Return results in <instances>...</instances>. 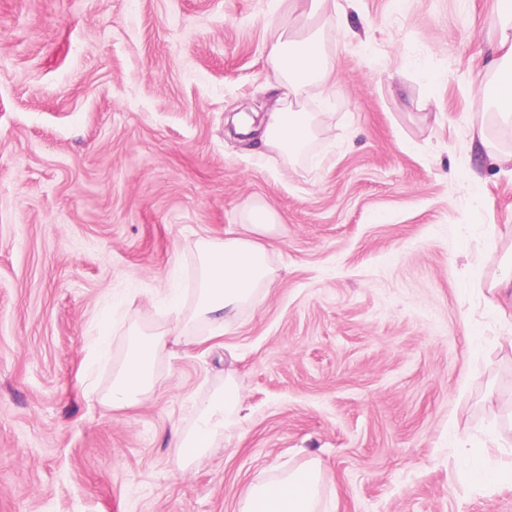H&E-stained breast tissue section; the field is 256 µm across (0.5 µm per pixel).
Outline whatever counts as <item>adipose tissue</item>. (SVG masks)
I'll list each match as a JSON object with an SVG mask.
<instances>
[{
  "label": "adipose tissue",
  "instance_id": "adipose-tissue-1",
  "mask_svg": "<svg viewBox=\"0 0 512 512\" xmlns=\"http://www.w3.org/2000/svg\"><path fill=\"white\" fill-rule=\"evenodd\" d=\"M336 24L330 0H289L271 32L267 82L274 98L261 121L234 116L236 133L254 135L265 149L287 161L325 136L321 113L301 110L298 104L311 88L324 85L334 71L336 45L327 41L326 34ZM492 29L498 55L491 60L488 70L497 78V110L512 122V0H499ZM275 221L272 209L258 205L248 211L243 233L200 241L192 317L205 322L212 335H223L224 323L231 314L272 287L274 271L268 251L258 237L268 232ZM184 326L185 319L179 314L167 328L138 335L113 378V403L131 407L140 402L154 384L155 362L167 352L170 337L182 335ZM240 405L235 380L226 378L223 390L211 395L200 407L191 430L173 428L179 464L202 457L231 424ZM458 448L466 474L473 482L496 485L512 480V472L491 466L483 450L464 440ZM319 472V463L313 461L278 480L252 484L241 512H313Z\"/></svg>",
  "mask_w": 512,
  "mask_h": 512
}]
</instances>
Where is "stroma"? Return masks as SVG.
Instances as JSON below:
<instances>
[{
  "label": "stroma",
  "instance_id": "stroma-1",
  "mask_svg": "<svg viewBox=\"0 0 512 512\" xmlns=\"http://www.w3.org/2000/svg\"><path fill=\"white\" fill-rule=\"evenodd\" d=\"M330 129L294 165L228 134L267 105L273 0H0V512H240L318 461L315 512H512L458 439L512 467V317L479 274L512 251L497 0H336ZM485 116L489 150L471 146ZM273 288L189 324L116 408L135 329L191 313L201 239L252 205ZM109 336V351L93 345ZM233 376L243 410L177 469L173 426Z\"/></svg>",
  "mask_w": 512,
  "mask_h": 512
}]
</instances>
